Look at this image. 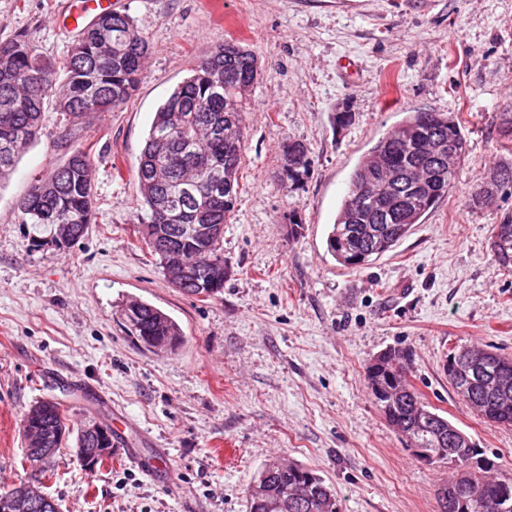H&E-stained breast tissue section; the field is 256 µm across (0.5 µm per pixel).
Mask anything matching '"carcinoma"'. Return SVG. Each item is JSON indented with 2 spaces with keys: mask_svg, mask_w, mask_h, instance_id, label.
Returning <instances> with one entry per match:
<instances>
[{
  "mask_svg": "<svg viewBox=\"0 0 512 512\" xmlns=\"http://www.w3.org/2000/svg\"><path fill=\"white\" fill-rule=\"evenodd\" d=\"M149 55V44L134 19L103 12L82 27L61 61L64 74L54 110L64 136L91 114L112 112L136 91ZM258 76L257 58L237 42L207 52L155 112L141 153L137 178L144 213L134 216L145 244L158 257L162 273L178 262L197 260L181 277L180 290L213 298L224 290V224L237 197L238 170L245 152V104ZM50 71L34 46L19 34L0 40V178L9 175L45 122ZM461 121L441 112L413 110L396 130L379 138L351 174L327 249L337 263L352 269L381 257L407 236L413 225L448 194L459 178L466 154ZM282 175L298 184L309 171L308 149L299 141L282 145ZM93 159L76 148L61 166L37 180L16 203L19 223L36 235L32 246L63 228L69 249L87 234L95 218L91 179ZM488 175L497 189L512 188V150ZM210 225L202 236L197 225ZM494 261L512 269V219L493 225ZM128 330L142 343L170 337L172 349L183 340L180 326L157 307L135 301L124 310ZM484 355L482 375L470 381L446 365L457 396L488 423L512 426V358L475 346L455 350ZM404 352H389L382 368L366 366L367 385L376 407L403 438L433 462L448 466V497L439 512H512V478L495 475L497 464L475 442L458 441L455 426L436 412L391 363ZM37 429L43 447L58 448L66 434L65 410L49 400ZM267 476L265 495L248 489L249 512H273L271 503L286 499L292 512H323L331 488L312 470L277 461L266 464L255 480Z\"/></svg>",
  "mask_w": 512,
  "mask_h": 512,
  "instance_id": "1",
  "label": "carcinoma"
}]
</instances>
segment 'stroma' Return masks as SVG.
<instances>
[{
    "instance_id": "1",
    "label": "stroma",
    "mask_w": 512,
    "mask_h": 512,
    "mask_svg": "<svg viewBox=\"0 0 512 512\" xmlns=\"http://www.w3.org/2000/svg\"><path fill=\"white\" fill-rule=\"evenodd\" d=\"M64 0H0V39L24 34L50 69L73 36L52 22ZM150 47L119 111L79 125L94 161L96 221L75 247H32L16 203L69 156L55 119L0 183V490L29 480L21 419L62 404L76 429L129 417L132 462L87 469L63 443L40 491L60 512H249L268 462L311 469L341 512H438L447 468L415 458L375 407L365 379L381 351H409L425 400L512 473V427L484 422L453 392L445 364L463 345L512 357V271L495 263L493 225L512 189L469 198L502 154L512 104V0H117ZM250 47L259 74L246 112L239 193L224 226V291L202 300L168 284L135 231L137 168L159 105L201 56ZM459 119L460 177L392 251L363 269L336 263L326 239L368 149L405 111ZM351 121L339 125L338 113ZM306 145L308 174L280 178L283 142ZM301 223L292 231L289 215ZM152 304L184 342L147 350L123 308Z\"/></svg>"
}]
</instances>
